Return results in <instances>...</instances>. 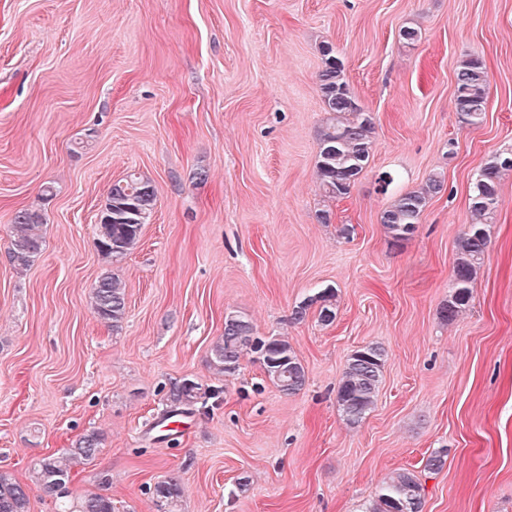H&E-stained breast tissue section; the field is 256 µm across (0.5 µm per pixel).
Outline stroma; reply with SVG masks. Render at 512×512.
<instances>
[{
  "instance_id": "stroma-1",
  "label": "stroma",
  "mask_w": 512,
  "mask_h": 512,
  "mask_svg": "<svg viewBox=\"0 0 512 512\" xmlns=\"http://www.w3.org/2000/svg\"><path fill=\"white\" fill-rule=\"evenodd\" d=\"M405 26L420 40L403 41ZM324 44L376 118L373 154L339 201L316 176ZM474 53L489 88L483 122L466 126L455 80ZM506 149L512 0H0V471L30 485L29 512H57L32 470L96 431L103 446L69 490L116 512H166L153 489L170 477L179 512H367L402 469L421 482L423 512H512V172L467 311L439 317L471 179ZM134 172L155 207L110 265L99 213ZM436 172L445 191L391 245L381 212ZM23 209L43 213L45 246L20 271L8 247ZM107 268L126 288L116 331L90 307ZM327 288L325 324L314 298ZM231 314L288 340L307 376L299 393L248 357L232 374L210 368ZM371 344L386 351L383 376L353 427L336 391ZM174 378L224 393L166 432ZM438 451L443 470L424 471Z\"/></svg>"
}]
</instances>
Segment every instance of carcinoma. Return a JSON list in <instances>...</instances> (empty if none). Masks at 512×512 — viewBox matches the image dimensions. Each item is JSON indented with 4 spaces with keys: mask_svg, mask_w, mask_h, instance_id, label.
Returning <instances> with one entry per match:
<instances>
[{
    "mask_svg": "<svg viewBox=\"0 0 512 512\" xmlns=\"http://www.w3.org/2000/svg\"><path fill=\"white\" fill-rule=\"evenodd\" d=\"M323 69L319 74V89L325 106V124L319 132L320 150L317 161L319 189L324 197L340 200L351 188L369 162L375 147V118L363 111L355 101L345 78L343 61L329 44L321 46ZM488 73L483 60L469 54L456 73L455 106L462 122L477 125L486 112ZM512 172V153H496L477 173L469 194L471 224L456 243L453 291L439 311L440 319L451 322L465 311L472 298V284L480 270L487 248L485 224L499 205L502 175ZM445 180L439 173L429 175L417 190L399 194L381 212L380 224L397 246L409 239L429 202L444 189ZM102 213L96 248L109 262L125 258L138 244L144 224L152 214L156 190L152 182L135 173L116 182ZM44 215L39 210L24 209L14 217L8 256L15 268L27 269L43 249L40 228ZM336 292L327 288L318 295L319 319L333 321ZM90 305L99 319L118 329L126 316V297L122 283L109 270L95 281ZM251 352L262 365L266 377L284 394L301 391L306 373L295 351L284 339L261 337L243 316L235 315L224 323V335L212 345L209 365L217 373L238 370L241 357ZM385 350L379 345L362 347L350 355L338 385L336 399L350 426L359 425L373 408L382 371ZM220 391L204 389L192 379L170 383L166 393L163 418L191 414L194 408H205L209 399ZM103 437L97 431L82 435L62 456L42 458L33 471V483L46 496L56 500L68 497V484L73 467L92 461L100 452ZM157 498L166 502L168 512H174L181 489L174 479L154 486ZM28 486L6 472H0V512H28ZM422 486L409 470H399L381 485L367 512H423ZM60 512H115L112 499L90 495L77 502L64 503Z\"/></svg>",
    "mask_w": 512,
    "mask_h": 512,
    "instance_id": "1",
    "label": "carcinoma"
}]
</instances>
